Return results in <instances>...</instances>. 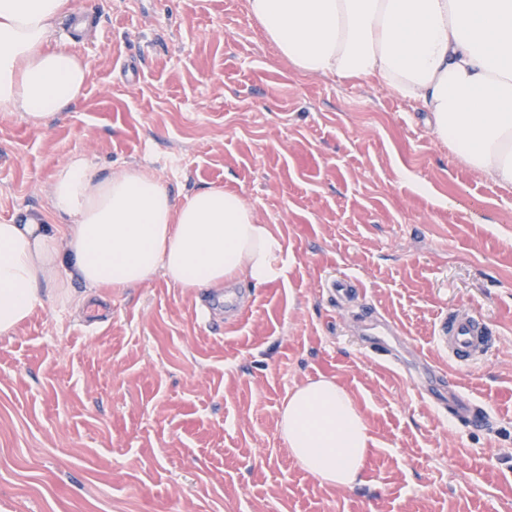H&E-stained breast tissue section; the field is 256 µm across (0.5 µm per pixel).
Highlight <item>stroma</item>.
I'll list each match as a JSON object with an SVG mask.
<instances>
[{
    "mask_svg": "<svg viewBox=\"0 0 512 512\" xmlns=\"http://www.w3.org/2000/svg\"><path fill=\"white\" fill-rule=\"evenodd\" d=\"M100 19L75 105L35 128L0 117V221L48 210L55 168H149L176 196L221 187L281 235L286 280L251 286L229 323L163 275L45 300L0 337V512H512V186L458 161L424 113L373 79L280 60L245 0H72ZM365 288L343 308L321 290ZM478 310L495 342L452 369L438 317ZM410 368L369 358L366 311ZM458 379L488 417L441 398ZM334 379L372 442L329 485L278 431L289 392ZM455 399L457 412L462 416L464 422L469 427H480L483 424L485 416L482 411L477 409L476 404L464 398L456 390L451 391Z\"/></svg>",
    "mask_w": 512,
    "mask_h": 512,
    "instance_id": "35a3bbf8",
    "label": "stroma"
}]
</instances>
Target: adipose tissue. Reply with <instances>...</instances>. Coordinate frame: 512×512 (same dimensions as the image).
<instances>
[{
  "label": "adipose tissue",
  "instance_id": "1",
  "mask_svg": "<svg viewBox=\"0 0 512 512\" xmlns=\"http://www.w3.org/2000/svg\"><path fill=\"white\" fill-rule=\"evenodd\" d=\"M278 56L315 76L374 78L426 112L439 140L488 180L512 186V0H246ZM71 0H0V116L40 127L79 101L88 61L52 47ZM41 216L0 222V335L69 284L130 288L164 275L183 288L283 281L288 255L240 196L210 187L175 200L149 171L105 174L74 157L51 178ZM279 432L323 482L357 483L371 436L333 379L288 394Z\"/></svg>",
  "mask_w": 512,
  "mask_h": 512
}]
</instances>
